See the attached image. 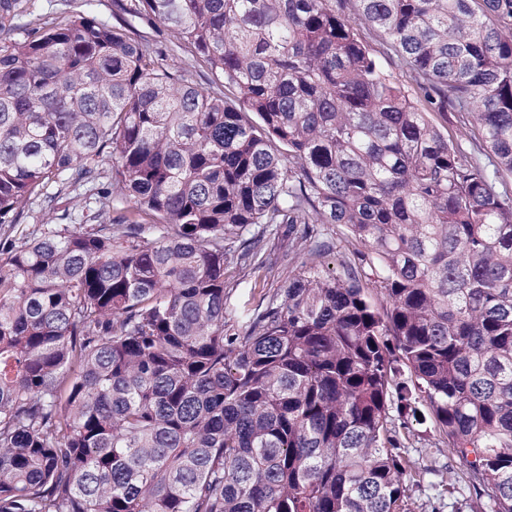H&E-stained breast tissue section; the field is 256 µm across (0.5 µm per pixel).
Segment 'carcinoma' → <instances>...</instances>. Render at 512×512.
<instances>
[{"mask_svg": "<svg viewBox=\"0 0 512 512\" xmlns=\"http://www.w3.org/2000/svg\"><path fill=\"white\" fill-rule=\"evenodd\" d=\"M92 2L0 0V32L27 18L0 45V229L108 158L135 214L0 252V512H406L429 418L512 512V0H134L213 88ZM282 251L281 293L227 311ZM360 38L378 57L383 70L394 82L400 84L410 99L416 101V86L402 66L394 50L384 37L369 30L364 25H354ZM432 123L448 139L460 149L461 153L469 160L492 170L493 156L479 147L478 132L475 126L465 118V114L456 112L448 107L447 112H435L428 110ZM464 117V118H463Z\"/></svg>", "mask_w": 512, "mask_h": 512, "instance_id": "obj_1", "label": "carcinoma"}]
</instances>
